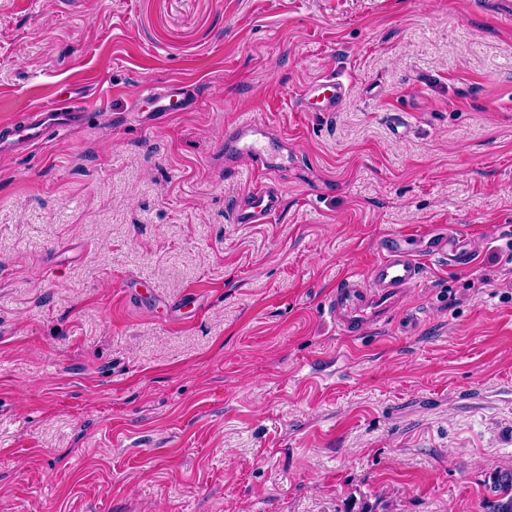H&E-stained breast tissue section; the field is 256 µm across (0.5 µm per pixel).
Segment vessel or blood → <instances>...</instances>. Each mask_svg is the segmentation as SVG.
Returning a JSON list of instances; mask_svg holds the SVG:
<instances>
[{
    "label": "vessel or blood",
    "instance_id": "1",
    "mask_svg": "<svg viewBox=\"0 0 512 512\" xmlns=\"http://www.w3.org/2000/svg\"><path fill=\"white\" fill-rule=\"evenodd\" d=\"M347 93L343 82L333 76L319 78L304 87L300 101L308 112L338 111ZM155 109L159 112H183L188 108L178 86L153 92ZM49 106L34 108L28 125L18 133L28 141L40 140L46 130H66V123L52 117ZM268 137V127L263 123H244L233 129L224 142L229 155L260 153ZM277 193L268 186H261L249 196L244 210L234 216L239 224H263L279 210ZM411 235L398 233L388 237L383 244L382 257L373 263L366 279L348 274L332 289L326 313L339 334L356 338L365 330L387 323L399 309L405 288L419 281L423 275L422 263L410 248ZM423 243L429 255L455 256L456 240L440 234L426 235Z\"/></svg>",
    "mask_w": 512,
    "mask_h": 512
}]
</instances>
